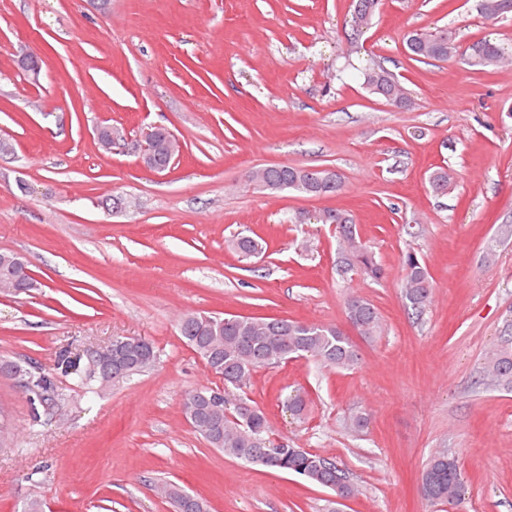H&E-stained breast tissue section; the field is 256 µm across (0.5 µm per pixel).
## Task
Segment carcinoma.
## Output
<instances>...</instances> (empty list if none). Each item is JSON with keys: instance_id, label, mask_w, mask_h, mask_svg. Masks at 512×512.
<instances>
[{"instance_id": "obj_1", "label": "carcinoma", "mask_w": 512, "mask_h": 512, "mask_svg": "<svg viewBox=\"0 0 512 512\" xmlns=\"http://www.w3.org/2000/svg\"><path fill=\"white\" fill-rule=\"evenodd\" d=\"M478 9L488 19L506 18L512 15V0H478ZM404 40L408 54L416 61H446L458 55L457 35L452 29L444 28L434 35L411 31ZM502 59V47L487 40L474 42L464 52L465 63L480 71L498 68ZM362 77L366 89L385 102L394 92L407 96L397 76L385 67H379L377 74L368 68L362 72ZM258 174L257 170L251 171L248 178L255 183L263 182L272 193L292 189L309 194L311 190L319 189L322 195L329 196L342 190L341 176L329 169L314 168L306 172L281 165L267 168L261 178ZM450 183L451 177L444 168H438L429 176V186L436 193L447 190ZM320 215L323 216L322 223L341 228L343 247L336 259V270L344 274L354 272L373 281L382 279L384 269L361 240L354 216L335 208H325ZM232 248L239 257L248 259L262 251L263 245L256 238L243 235L232 240ZM403 270L401 298L407 312L419 318L429 307L433 280L426 265L412 252L404 256ZM346 315L357 326L358 334L365 338H375L384 331L376 307L365 298L356 297L346 302ZM178 330L208 368L224 379L222 391L202 387L185 394L182 408L194 431L228 457L293 473L330 491L341 500L327 501V512H343V501L355 495V488L345 472L319 454L273 445L269 439L266 413L247 398L229 399L228 391L247 387L253 373L261 367L299 356L338 370H351L359 363V354L349 337L335 326L302 320L243 315L226 317L206 312L183 315ZM156 361L157 351L150 341L141 342L132 336L112 339L111 373L118 379L125 380L145 372ZM55 369L78 375L81 383L93 393L104 389L109 381L99 372L89 350L83 356L69 350L61 352ZM21 373L28 376L24 390L31 404L43 405L59 397L55 374L43 371L32 374L20 363L0 357L1 376ZM483 373L495 389L512 392V324L486 353ZM421 489L429 502L456 508L466 500L469 486L455 456L442 451L426 464ZM156 490L170 500L174 512H207L205 501L175 484H160Z\"/></svg>"}]
</instances>
